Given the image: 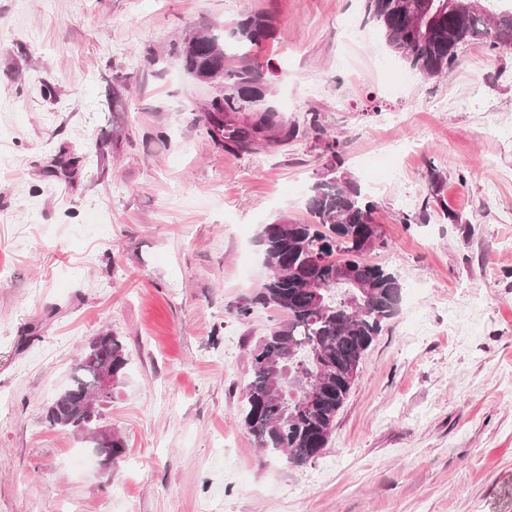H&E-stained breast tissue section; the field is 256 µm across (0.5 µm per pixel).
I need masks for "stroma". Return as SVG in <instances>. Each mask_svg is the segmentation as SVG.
Wrapping results in <instances>:
<instances>
[{
	"label": "stroma",
	"instance_id": "stroma-1",
	"mask_svg": "<svg viewBox=\"0 0 512 512\" xmlns=\"http://www.w3.org/2000/svg\"><path fill=\"white\" fill-rule=\"evenodd\" d=\"M255 12L277 34L246 63L278 69L296 134L233 154L203 128L221 84L172 45ZM403 69L362 0H0V512H512V49L393 89ZM329 135L404 289L292 468L239 421L276 314L234 311L268 274L262 225L308 219ZM105 331L129 356L109 471L46 420Z\"/></svg>",
	"mask_w": 512,
	"mask_h": 512
}]
</instances>
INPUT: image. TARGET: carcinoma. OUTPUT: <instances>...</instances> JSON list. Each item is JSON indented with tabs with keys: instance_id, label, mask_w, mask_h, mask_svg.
Segmentation results:
<instances>
[{
	"instance_id": "obj_1",
	"label": "carcinoma",
	"mask_w": 512,
	"mask_h": 512,
	"mask_svg": "<svg viewBox=\"0 0 512 512\" xmlns=\"http://www.w3.org/2000/svg\"><path fill=\"white\" fill-rule=\"evenodd\" d=\"M366 21L374 24L389 51L424 77H439L459 65L461 46L483 42L491 51L512 48V3L505 0H365ZM277 33L268 14H250L229 28L201 23L175 43L186 71L197 81L223 82L224 92L205 115L207 134L231 152H252L286 141L294 130L266 102L264 73L231 61ZM332 163L320 172L307 200L311 220L280 217L259 235L269 270L258 293L236 309L241 318L260 305L281 318L249 349L251 380L240 409L245 429L270 458L293 467L314 461L327 447L336 415L358 376L365 352L396 315L404 285L390 266L368 260L364 240L371 233L376 205L341 170L340 140L321 145ZM349 268L369 282L363 296L336 277ZM321 284L322 302L310 285ZM112 363L122 376L128 356L112 334L93 339L81 352L67 389L47 409L54 428L78 434L103 456L121 459L126 443L119 433L107 445L89 432L87 405L101 400L99 368ZM318 390L315 404L301 410L307 389Z\"/></svg>"
}]
</instances>
